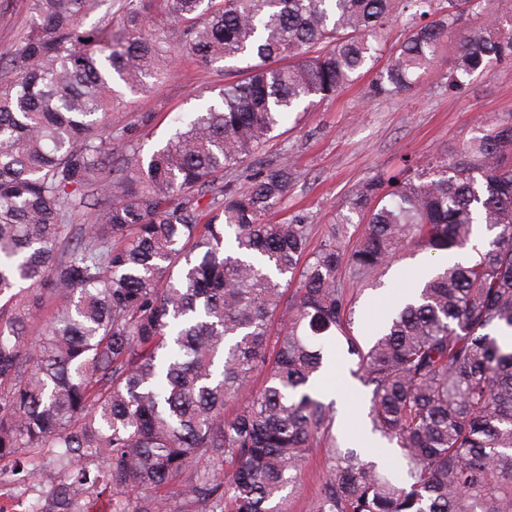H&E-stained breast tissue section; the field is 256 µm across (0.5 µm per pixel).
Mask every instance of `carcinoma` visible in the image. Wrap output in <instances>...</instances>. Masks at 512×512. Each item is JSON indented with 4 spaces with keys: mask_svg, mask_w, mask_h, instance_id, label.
<instances>
[{
    "mask_svg": "<svg viewBox=\"0 0 512 512\" xmlns=\"http://www.w3.org/2000/svg\"><path fill=\"white\" fill-rule=\"evenodd\" d=\"M26 2L0 60V461L33 482L39 459L59 466L49 512L104 497L112 512H287L317 448L309 512H512V116L365 182L351 243L345 216L316 247L301 218L270 222L295 171L254 163L288 113L377 62L399 17L374 96L410 90L449 45L450 89L511 63L512 15L488 0H113L114 32L84 25L94 0ZM474 16L482 28L460 27ZM183 54L246 65L148 158L115 163L112 110ZM85 208L93 222L75 223ZM477 224L494 236L473 247ZM468 247L362 347L342 270L372 283L400 252ZM338 351L398 460L338 445L316 393Z\"/></svg>",
    "mask_w": 512,
    "mask_h": 512,
    "instance_id": "1",
    "label": "carcinoma"
}]
</instances>
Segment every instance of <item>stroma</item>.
Masks as SVG:
<instances>
[{
  "label": "stroma",
  "instance_id": "35a3bbf8",
  "mask_svg": "<svg viewBox=\"0 0 512 512\" xmlns=\"http://www.w3.org/2000/svg\"><path fill=\"white\" fill-rule=\"evenodd\" d=\"M452 62V52L444 51L419 85L400 97L367 95V86L376 77L371 70L309 111L293 113L256 156L263 165L290 159L297 172L278 219L301 215L318 228L334 223L353 192L376 173L454 150L481 122L512 114V63L477 72L456 93L449 91L444 79ZM235 78V72L225 70L223 64L204 68L183 56L150 92L127 94L112 121L130 127L131 149L148 153L169 134L177 113L196 110L201 98L215 96ZM144 116L150 117L149 125H141ZM428 263L426 254L404 252L386 269L381 288L361 291L354 331L360 342L369 341L371 329L383 321L400 295L411 291ZM351 366L343 356L330 363L338 376L337 384L328 389L336 402L334 432L339 442L356 444L365 456H385L382 442L368 436L364 414L369 396L351 375ZM324 477V455L317 451L309 456L288 512H308Z\"/></svg>",
  "mask_w": 512,
  "mask_h": 512
}]
</instances>
